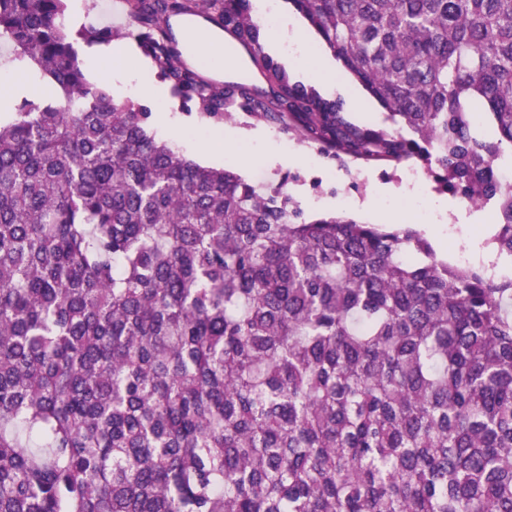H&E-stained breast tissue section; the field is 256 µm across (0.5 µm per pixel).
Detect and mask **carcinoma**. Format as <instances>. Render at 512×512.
<instances>
[{"label": "carcinoma", "mask_w": 512, "mask_h": 512, "mask_svg": "<svg viewBox=\"0 0 512 512\" xmlns=\"http://www.w3.org/2000/svg\"><path fill=\"white\" fill-rule=\"evenodd\" d=\"M292 3L387 125L294 81L250 0L130 7L176 96L340 162H418L494 204L512 258V0ZM66 8L0 0L49 89L0 121V512H512V278L156 141L88 82L103 35ZM212 9L269 90L182 60L162 19Z\"/></svg>", "instance_id": "1"}]
</instances>
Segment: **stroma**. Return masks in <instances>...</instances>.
Listing matches in <instances>:
<instances>
[{
	"label": "stroma",
	"mask_w": 512,
	"mask_h": 512,
	"mask_svg": "<svg viewBox=\"0 0 512 512\" xmlns=\"http://www.w3.org/2000/svg\"><path fill=\"white\" fill-rule=\"evenodd\" d=\"M79 3L86 6L83 24L111 33L113 45L129 44L127 32L132 29L134 22L128 12L127 0H68L67 6L72 9ZM145 65L147 71L143 73L140 84L123 83L111 87L110 93L115 101H131L145 108L149 113L146 129L160 141H170L158 123L161 112L169 106H176L182 115L197 117L199 127L186 129L179 140L172 141L174 148L188 158L204 166L233 168V161L204 154L199 147L201 139L228 127L246 133L259 130L267 133L268 138L247 144L246 150L252 155L253 162L242 169V176L263 189L284 186L298 202L306 220L323 217L324 212L319 204L329 201L333 204V214H346L362 222H371V215L362 210L361 205L378 184L393 189L392 194L381 202L390 215V223L412 224L419 218L420 211L406 196L405 188L410 173H421V166L393 167L352 161L344 165L295 136L290 139L292 149L302 153V160L287 164L269 162V153L282 149L281 143L269 136L271 123L254 120L240 112L234 113L229 119L215 120L201 114L194 103L182 101L170 91L161 98H147L142 90L143 85H160L164 79L153 60H146ZM425 187L428 198L443 203L452 219L445 238L432 237L431 243L438 258L453 260L456 250L461 247L473 253L487 251L489 241L499 229L494 207L488 205L478 209L465 204L462 198L439 192L435 182L430 179L426 180Z\"/></svg>",
	"instance_id": "obj_1"
}]
</instances>
